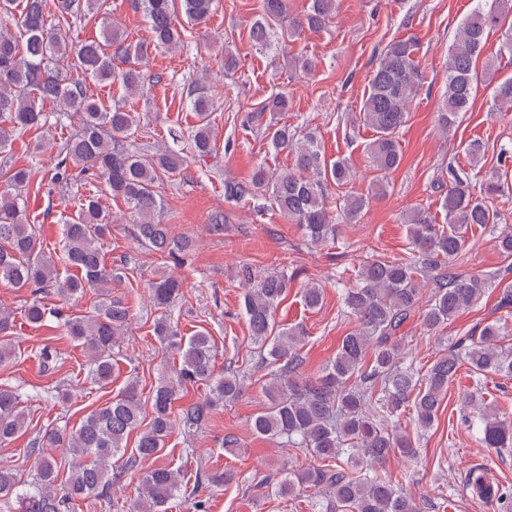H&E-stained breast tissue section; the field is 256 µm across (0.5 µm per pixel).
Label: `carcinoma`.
<instances>
[{
	"label": "carcinoma",
	"instance_id": "1",
	"mask_svg": "<svg viewBox=\"0 0 512 512\" xmlns=\"http://www.w3.org/2000/svg\"><path fill=\"white\" fill-rule=\"evenodd\" d=\"M153 37V45L175 51L181 47L178 10L196 25L205 23L214 0H137ZM59 16L81 17L101 8L100 0H57ZM337 10L336 0H310L301 19H287V0H262V11L251 27V39L267 47L289 41L308 28H323ZM512 20V0H476L470 14L454 35L448 52V67L442 93L438 128L449 133L461 113L469 111L481 86L491 87L496 111H512V77L494 80L503 54L512 56V38L496 54L484 56L490 32ZM414 39L392 40L381 51L352 127H367L374 138L366 149L376 172L371 191H385L384 178L401 162L399 130L404 126L414 99L426 80L425 68L416 60ZM147 47L133 44L119 27L105 26L103 40L67 42L60 30L48 24L44 0H0V154L11 148L13 137L46 125L47 102L56 105V120L71 113L81 116L78 133L61 138V160L53 168L52 184L70 181L69 164L81 172L105 180L110 194L123 199L134 217L136 240L162 255L188 256L196 247L191 237H176L160 222L162 199L157 184L162 177L187 165V156L169 146L157 148L146 162L129 149L140 117L123 106L109 109L87 95L86 79L110 85L119 81L124 94L133 97L144 87L142 61ZM191 109L199 118L189 136L191 154L209 156L214 139L208 121L212 100L207 87L197 83ZM290 98L271 95L249 113L246 127L264 129L268 145L292 155V165L282 169L256 168L248 182L224 181V198L246 202L261 198L259 210L271 208L291 224L299 225L307 240L322 246L336 243L339 224H353L368 205L362 194H346L331 204L327 187L344 186L355 172L345 158L327 161L320 140L313 132L301 136L288 125L266 119L288 112ZM486 150L481 139L465 147L471 166ZM448 182L440 195L444 223L424 206L402 215L407 225L408 251L403 258L373 254L363 260L342 288V303L355 319L354 330L342 338L336 355L316 377L301 373V348L308 337L303 326L275 322L279 305L288 294V274H266L244 262L237 278L243 286L241 315L247 322L252 343L266 352L273 367L272 378L262 392L267 401L256 413L254 434L277 441L285 448H298L325 461L319 467H283L275 492L290 496L309 492L312 512H322L318 496L333 504L332 512H420L416 496L398 487L383 467L393 455L413 460L418 455L415 440L401 425L409 413L410 426L429 431L462 365L472 374L489 373L512 377V347L501 344L507 324L486 323L478 337L468 336L448 349L421 375L409 349L397 338L398 330L416 312L423 311L422 324L430 331L450 324L463 310L479 303L491 287V278L466 273L459 258L469 246L475 227L500 223L497 199L512 198V186L494 171L482 179L483 196L471 190V175L452 164L445 170ZM31 179L30 171L14 170L0 185V279L30 292L24 309L31 325H43L46 316L62 320L66 334L82 346L88 357L89 376L97 383L112 378V348L124 337L131 322L128 306L112 297V269L104 263L101 243L116 219L106 213L95 197L80 204L75 216L61 228L59 254L44 251L35 226L28 223L21 207V191ZM495 247L512 258V227L504 225L495 237ZM77 274H71V271ZM432 286L429 296L424 288ZM183 281L162 275L149 285L154 307L169 309L181 293ZM102 300L81 316L66 318L46 310L40 295L52 290L66 303L89 290ZM324 290L316 285L303 289L306 307L322 305ZM155 334L178 362L165 367L151 397L152 418L143 424L141 398L136 382H129L108 402L86 414L72 427L57 424L42 439L32 442L30 454L37 467L30 481H23L10 468H0V498L14 502L16 512H73L76 502L107 494L113 477L135 468L137 461L156 457L175 423L190 428L210 418L214 408L230 405L244 392L241 370L216 368L211 337L198 331L189 338L168 316L158 319ZM206 388L196 401L175 409L189 385ZM463 416L468 424H480L479 443L484 448L512 447V419L497 415L475 393L463 394ZM26 417L19 395L0 387V444L24 431ZM137 434L135 453L126 455L127 440ZM62 448L72 459L65 479L54 458L38 453L40 446ZM233 474L196 473L190 477L170 464L157 465L140 477L137 498L130 512H168V504L181 493L194 495L205 484L220 486ZM468 488L478 500L507 501L512 492L494 487L481 468L469 472Z\"/></svg>",
	"mask_w": 512,
	"mask_h": 512
}]
</instances>
